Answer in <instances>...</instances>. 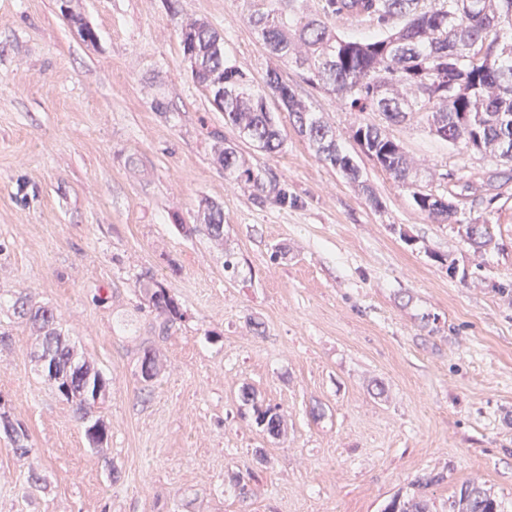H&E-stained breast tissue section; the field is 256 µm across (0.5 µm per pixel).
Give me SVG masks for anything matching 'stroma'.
I'll return each mask as SVG.
<instances>
[{"mask_svg": "<svg viewBox=\"0 0 512 512\" xmlns=\"http://www.w3.org/2000/svg\"><path fill=\"white\" fill-rule=\"evenodd\" d=\"M249 9L0 0V414L29 435L19 455L0 433V512H382L417 488L449 512L465 485L512 512V164L459 155L412 120L388 126L446 175L459 221L440 224L365 155L358 184L320 161L276 100L281 151L239 138L191 76L186 21L218 32L254 84L279 71L346 149L379 120L270 53ZM228 144L284 203L225 177ZM469 224L491 243L475 248ZM147 271L182 313L164 332L139 290ZM22 293L107 380L103 447L38 372ZM246 387L280 406L278 436L243 406ZM33 472L41 487L23 495Z\"/></svg>", "mask_w": 512, "mask_h": 512, "instance_id": "obj_1", "label": "stroma"}]
</instances>
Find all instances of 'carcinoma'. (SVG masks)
<instances>
[{
	"instance_id": "1",
	"label": "carcinoma",
	"mask_w": 512,
	"mask_h": 512,
	"mask_svg": "<svg viewBox=\"0 0 512 512\" xmlns=\"http://www.w3.org/2000/svg\"><path fill=\"white\" fill-rule=\"evenodd\" d=\"M482 9L459 16L458 0H319L311 10L304 0H251L249 21L265 47L301 69L306 81L328 87L337 100L355 112H376L380 124H360L352 139L395 182L411 190L415 206L440 224L458 222L457 207H448V195L421 183L419 168L385 126L416 117L439 139L460 154H490L512 163V0H477ZM361 3L363 15L353 22L368 33L360 37L332 32L330 20L346 21L343 10ZM183 54L191 62V76L204 89H224V123L260 149L277 153L283 146L281 130L267 108L274 96L281 109L294 118L298 133L314 147L319 160L338 169L350 180H360L354 157L337 141L331 127L297 99L294 89L280 75L254 89L247 75L228 64L224 40L204 22L181 27ZM439 77L448 91L435 96L428 83ZM224 174L235 181L253 183L260 193L276 199L283 193L267 189L264 178L241 168L235 148L221 153ZM210 237H223L224 211L217 205L203 215ZM139 285L156 318L166 324L181 318L178 303L169 291L146 272ZM17 313L38 332L40 350L35 359L55 364L61 377L50 381L72 403L85 423L87 440L100 445L107 439L103 420L96 417L105 401L108 383L103 374L76 356L57 328L54 310L33 303L27 296L15 301ZM141 376L157 378L156 356L149 350L141 358ZM241 401L251 406L257 425L271 436L279 435L283 422L280 407L257 404L252 389L241 391ZM14 451H27L28 433L3 425ZM452 512H498L499 505L486 491L471 485L460 488L450 504ZM383 512H430L420 497L395 495Z\"/></svg>"
}]
</instances>
